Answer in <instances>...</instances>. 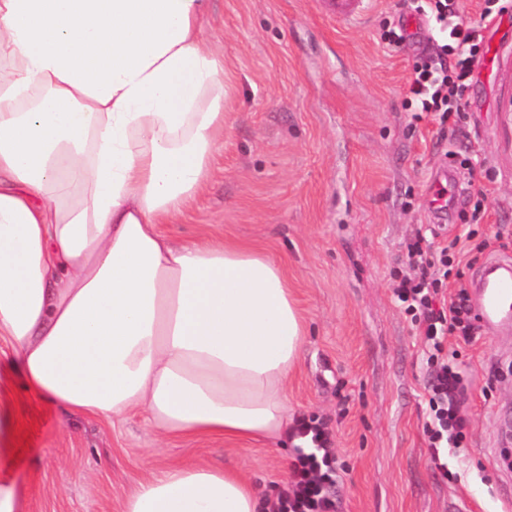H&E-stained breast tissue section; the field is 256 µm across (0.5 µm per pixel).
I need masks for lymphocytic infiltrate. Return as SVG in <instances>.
Segmentation results:
<instances>
[{
  "label": "lymphocytic infiltrate",
  "instance_id": "obj_1",
  "mask_svg": "<svg viewBox=\"0 0 512 512\" xmlns=\"http://www.w3.org/2000/svg\"><path fill=\"white\" fill-rule=\"evenodd\" d=\"M417 13L430 17L448 35L441 53L422 57L409 83L407 104L433 113L449 128L465 117L464 91L475 61L484 49L481 27L456 21L454 0H417ZM471 234L433 245L426 237H416L407 246L406 262L392 273L394 296L409 316L425 343L428 372L429 413L424 423L432 458L443 480L456 481L443 451L466 447L469 421L461 409L464 379L449 358V339L470 340L475 326L465 289L451 291L452 279L460 275L461 242ZM300 437L309 438L312 451H298L291 465V481L273 505L272 512H336L328 484L337 474L330 439L320 424L301 422Z\"/></svg>",
  "mask_w": 512,
  "mask_h": 512
}]
</instances>
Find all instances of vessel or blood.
I'll use <instances>...</instances> for the list:
<instances>
[{
    "label": "vessel or blood",
    "mask_w": 512,
    "mask_h": 512,
    "mask_svg": "<svg viewBox=\"0 0 512 512\" xmlns=\"http://www.w3.org/2000/svg\"><path fill=\"white\" fill-rule=\"evenodd\" d=\"M369 0H324L327 14L339 23L357 21L367 10ZM439 178L429 187L428 210L433 216L447 214L462 201L458 189L447 169H439ZM477 315L489 325H512V260L494 258L479 271L475 290Z\"/></svg>",
    "instance_id": "obj_1"
}]
</instances>
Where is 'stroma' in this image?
<instances>
[{
  "instance_id": "obj_1",
  "label": "stroma",
  "mask_w": 512,
  "mask_h": 512,
  "mask_svg": "<svg viewBox=\"0 0 512 512\" xmlns=\"http://www.w3.org/2000/svg\"><path fill=\"white\" fill-rule=\"evenodd\" d=\"M412 0H371L357 23L331 21L320 0H209L204 34L224 57V138L205 191L161 230L174 241L218 237L278 261L306 323L288 376L292 419L331 434L337 512H512V333L478 326L455 360L467 382L470 440L461 477L443 483L423 432V343L393 296L390 272L407 244L433 237L427 187L448 153L474 149L461 171L469 195L485 192L480 220L464 211L455 233L478 239L458 285L493 256H512V0L483 31L496 67L476 62L460 130L438 136L433 116L404 101L420 44L389 46ZM293 443L172 438L136 413L114 422L30 406L11 439L8 474L22 512H121L150 473L174 463H218L278 496Z\"/></svg>"
}]
</instances>
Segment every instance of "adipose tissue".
<instances>
[{
    "label": "adipose tissue",
    "instance_id": "obj_1",
    "mask_svg": "<svg viewBox=\"0 0 512 512\" xmlns=\"http://www.w3.org/2000/svg\"><path fill=\"white\" fill-rule=\"evenodd\" d=\"M208 0H0V459L35 402L166 435L288 430L305 325L279 263L161 227L205 189L224 136ZM219 466L154 472L122 512H260Z\"/></svg>",
    "mask_w": 512,
    "mask_h": 512
}]
</instances>
